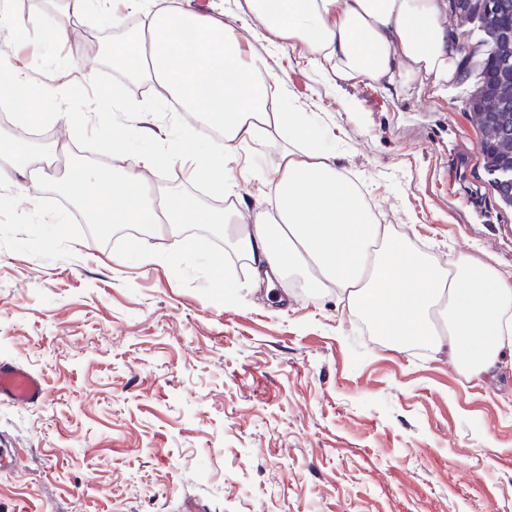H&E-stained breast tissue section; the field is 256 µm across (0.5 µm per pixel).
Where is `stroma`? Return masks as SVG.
<instances>
[{
  "instance_id": "stroma-1",
  "label": "stroma",
  "mask_w": 512,
  "mask_h": 512,
  "mask_svg": "<svg viewBox=\"0 0 512 512\" xmlns=\"http://www.w3.org/2000/svg\"><path fill=\"white\" fill-rule=\"evenodd\" d=\"M178 5L222 14L267 58L380 223L440 261L512 271V208L487 181L468 106L475 78L436 98L416 82L339 88L266 40L245 0H155ZM33 51L29 91L74 80L70 104L86 112L107 96L153 99L105 58L84 83L75 44ZM138 118L71 134L0 120V140L57 154L36 206L0 184V359L49 392L0 403V440L22 459L0 472V512H512L511 363L469 380L447 358L390 350L335 296L255 285L213 224L182 225L188 256L146 224L85 222L55 181L74 163L105 166ZM150 180L226 205L177 166ZM146 252L164 259L142 263Z\"/></svg>"
}]
</instances>
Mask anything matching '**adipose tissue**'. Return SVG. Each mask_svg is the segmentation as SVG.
Returning a JSON list of instances; mask_svg holds the SVG:
<instances>
[{"label":"adipose tissue","mask_w":512,"mask_h":512,"mask_svg":"<svg viewBox=\"0 0 512 512\" xmlns=\"http://www.w3.org/2000/svg\"><path fill=\"white\" fill-rule=\"evenodd\" d=\"M66 6L74 17L108 20L116 30L130 12L141 13L139 32L112 57L126 76L159 89L133 135L154 138L150 119L162 102H176L196 120L135 164L116 149L111 172L74 166L62 191L89 222L108 214L116 224H147L171 236L173 250L182 253L189 247L176 237L179 225L220 224L226 249L266 282L286 279L335 294L351 318L388 337L391 349L420 342L447 353L469 378L512 357V275L466 255L439 263L379 223L325 149L313 119L290 108L283 79L265 57L244 52L241 35L220 15L155 12L150 0H66ZM247 9L270 42L300 50L339 85L368 81L390 90L418 79L438 96L459 72L441 0H247ZM20 74L11 51H0V107L20 120L70 128L123 109L106 99L93 113L77 112L68 104L70 86L52 81L29 100ZM273 131L287 133L288 145L258 172L268 208L246 214L232 204L216 211L169 187L144 190L149 172L176 163L190 181L232 190L230 163ZM0 156L35 190L51 165L49 154L19 142L0 141Z\"/></svg>","instance_id":"adipose-tissue-1"}]
</instances>
